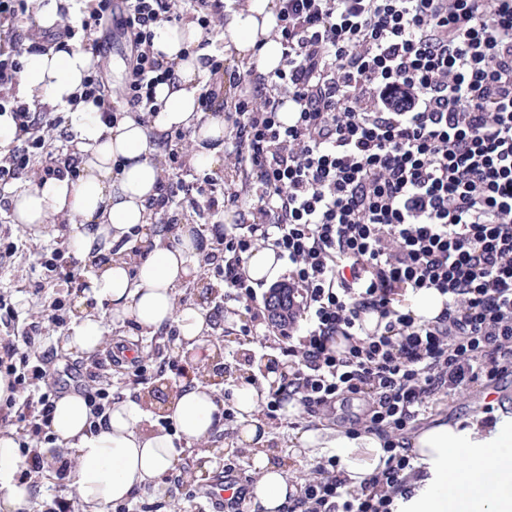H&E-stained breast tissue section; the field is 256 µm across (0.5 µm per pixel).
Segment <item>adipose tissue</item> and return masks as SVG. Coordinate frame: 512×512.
Wrapping results in <instances>:
<instances>
[{"instance_id":"adipose-tissue-1","label":"adipose tissue","mask_w":512,"mask_h":512,"mask_svg":"<svg viewBox=\"0 0 512 512\" xmlns=\"http://www.w3.org/2000/svg\"><path fill=\"white\" fill-rule=\"evenodd\" d=\"M277 0H240L230 11L224 36L226 50L254 64L263 73L274 71L283 48L271 37ZM203 37L195 21L157 28L154 47L172 63L175 78L159 85L162 107L141 117L119 114L103 123L93 105L80 102L82 81L97 59L80 48L27 55L18 74L14 94L23 102L39 101L53 109H75L80 118L72 157L77 176L44 177L9 196L16 223L42 225L50 220L69 224L72 246L79 260L97 269L83 289L84 309L68 336L69 348L90 352L104 342L107 320L133 318L155 331L177 326L186 351L203 348L212 325L201 308L178 305L177 288L193 278L194 245L189 227H181L180 245H163L154 230L158 196L165 172L156 144L161 135L188 129L192 132V163L199 168L219 165L224 156L222 119L204 117L198 109L201 81L208 69L193 47ZM140 228L153 248L133 262L114 250L130 232ZM242 427L239 443L254 446L256 481L251 503L255 512H279L299 483L291 479L287 464L255 447L261 408L258 390L248 384L235 392ZM174 433L147 427L144 406L134 401L114 403L105 426L90 433V410L82 395L61 399L53 420L56 442L77 451L73 485L88 512H107L110 505L134 492L150 489L164 493V477L175 467L176 441L193 445L210 436L219 414L212 386L200 381L177 383L166 405ZM416 465L427 475L415 482L409 500H398L399 512H448V480L456 478L472 492L471 512H512V493L488 492L480 477L501 467V449L512 447V422L482 434L477 424L439 422L410 441ZM314 448L331 449L352 488L382 465L381 441L373 435L351 437L340 432L298 433L292 455ZM19 444L12 434L0 433V512H19L30 489L18 480Z\"/></svg>"}]
</instances>
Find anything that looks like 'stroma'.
I'll return each instance as SVG.
<instances>
[{
	"label": "stroma",
	"mask_w": 512,
	"mask_h": 512,
	"mask_svg": "<svg viewBox=\"0 0 512 512\" xmlns=\"http://www.w3.org/2000/svg\"><path fill=\"white\" fill-rule=\"evenodd\" d=\"M14 236L21 238L25 247L19 251L9 266L0 268V292L9 295L20 317L47 310L55 296V290L44 287L40 297H33L29 293L32 281L43 278L44 271L37 264V253L42 248L50 246L59 234V226L50 222L39 227H30L24 224L12 225ZM249 313L246 303L233 300L224 303V320L221 326L215 328L212 336L206 341L207 347H219L223 352V361L230 366L231 373L227 375L220 385L216 386L214 395L222 399L227 408H234V400L228 399V389L238 384L245 377L243 349H250L253 357L259 360H268L280 356L281 342L277 336L269 335L259 341H249L243 336L241 328L248 324ZM138 345L142 354H159L160 358L170 361H180L177 338H167L164 346H157L155 336L141 328L134 319L111 325L108 340L105 344L112 353L111 366L105 367L104 375L112 390L115 399H132L141 402L147 413L150 423H161L162 404L153 401V390L163 387L164 383L173 380L170 370H163L155 375L148 384L138 385L134 382L133 361L123 356V347ZM365 403L361 400H346L337 404L335 410L321 412L316 417H308L303 413H296L287 417L281 413H272L261 410L258 419L263 424L265 435L261 441L262 447L275 450H287L293 447L297 432L303 430L340 429L348 430L351 424L362 418ZM502 419H512V375L502 378L497 384L489 386L475 385L459 390L450 395L439 396L432 407L413 421L409 432H416L432 425L438 420L451 422L476 420L481 424L494 423ZM239 433L238 422H229L216 431L203 442L201 448L209 450L212 454H221L223 450H230L236 455L238 467L232 478L242 488H249L253 481V463L251 451H240L237 444ZM198 448V449H201ZM198 449L185 448L180 456L177 466L169 473L167 481L169 491L167 496L157 497L146 491L136 492L131 503L133 512H235L230 503L213 505L205 503L202 494L213 482L214 473H205L196 479H187V472L193 471L196 466ZM194 490L195 499H187L185 490Z\"/></svg>",
	"instance_id": "1"
}]
</instances>
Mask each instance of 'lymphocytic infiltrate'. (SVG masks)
Returning a JSON list of instances; mask_svg holds the SVG:
<instances>
[{"label":"lymphocytic infiltrate","instance_id":"f902f5d3","mask_svg":"<svg viewBox=\"0 0 512 512\" xmlns=\"http://www.w3.org/2000/svg\"><path fill=\"white\" fill-rule=\"evenodd\" d=\"M111 0L90 5L60 31L32 38L28 0H0V112L19 130L0 155V191L41 173L74 172L46 136H73L57 112H37L12 97L23 54L79 36L94 54ZM121 27L131 42V77L109 94L100 70L83 81L84 101L102 115L159 108L156 89L174 73L154 49L161 24L182 22L175 0H124ZM273 32L283 47L273 72L237 74L240 95L225 108L203 93L201 112L224 119L226 155L248 178L256 204L238 223L192 231L205 266L225 296L246 302L244 335L276 328L287 339L289 372L268 396L297 398L316 415L344 396L368 400L360 433L380 437L383 469L351 489L335 457L318 461L316 480L301 484L283 512H397L420 475L411 448L397 437L436 396L512 373V0H279ZM295 119H279L282 106ZM205 175L192 188L213 214L238 206L243 192L217 191ZM288 267L295 318L274 326L242 269L256 246ZM38 263L59 293L43 320L15 327L0 296V374L12 394L0 422L22 423V479L42 472L39 444L49 438L57 402L87 400L90 431L106 423L109 389L82 370L60 371L39 351L42 330L67 323L78 281L65 245L41 250ZM433 289L442 310L417 318L411 297ZM377 317L366 331L363 317Z\"/></svg>","mask_w":512,"mask_h":512}]
</instances>
